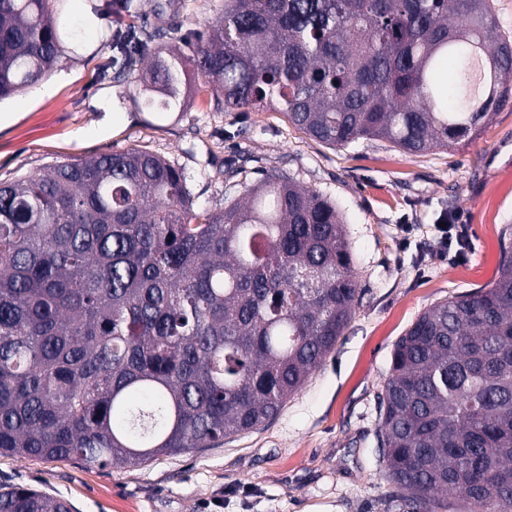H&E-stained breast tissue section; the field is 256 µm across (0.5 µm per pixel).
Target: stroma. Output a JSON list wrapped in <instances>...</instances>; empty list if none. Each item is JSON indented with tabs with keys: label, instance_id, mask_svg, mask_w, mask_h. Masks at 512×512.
<instances>
[{
	"label": "stroma",
	"instance_id": "1",
	"mask_svg": "<svg viewBox=\"0 0 512 512\" xmlns=\"http://www.w3.org/2000/svg\"><path fill=\"white\" fill-rule=\"evenodd\" d=\"M224 0H174L183 47ZM112 0H61V57L46 78L0 102V181L47 165L143 148L182 169L196 205L218 210L264 172L282 170L336 204L355 260L359 300L335 349L263 429L200 452L165 455L136 468L81 467L0 456V484L63 498L72 512H398L377 452V396L391 350L436 302L490 285L503 233L512 227V105L477 138L410 155L378 140L330 147L281 112L216 110L188 79L170 117L120 99L124 84L101 72L115 59L106 41ZM126 115L111 124L108 111ZM466 241L453 262L437 249L436 224Z\"/></svg>",
	"mask_w": 512,
	"mask_h": 512
}]
</instances>
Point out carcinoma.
I'll return each mask as SVG.
<instances>
[{
  "mask_svg": "<svg viewBox=\"0 0 512 512\" xmlns=\"http://www.w3.org/2000/svg\"><path fill=\"white\" fill-rule=\"evenodd\" d=\"M109 41L153 52L145 106L179 112L189 71L218 109L275 111L316 140L423 154L512 103V40L493 0H224L189 52L165 5L118 0ZM493 87L479 86L474 44ZM53 0H0V101L59 58ZM453 76L443 95L440 65ZM357 276L336 205L274 172L195 207L183 171L143 149L0 183V456L139 467L257 430L335 349ZM388 500L402 512H512V249L498 277L425 310L379 396ZM0 512H71L0 485Z\"/></svg>",
  "mask_w": 512,
  "mask_h": 512,
  "instance_id": "cac0c4a2",
  "label": "carcinoma"
}]
</instances>
